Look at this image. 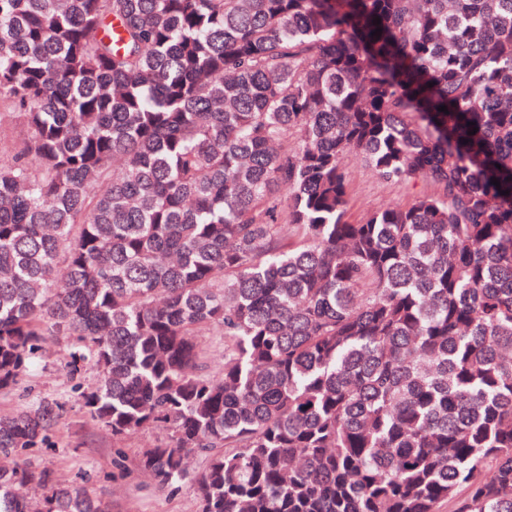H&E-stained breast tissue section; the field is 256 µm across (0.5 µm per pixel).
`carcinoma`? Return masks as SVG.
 <instances>
[{
  "instance_id": "obj_1",
  "label": "carcinoma",
  "mask_w": 512,
  "mask_h": 512,
  "mask_svg": "<svg viewBox=\"0 0 512 512\" xmlns=\"http://www.w3.org/2000/svg\"><path fill=\"white\" fill-rule=\"evenodd\" d=\"M13 119L0 391L69 338L197 512H512V0H0ZM357 155L436 191L351 223ZM61 411L1 415L0 458ZM32 491L112 512L0 466V512Z\"/></svg>"
}]
</instances>
